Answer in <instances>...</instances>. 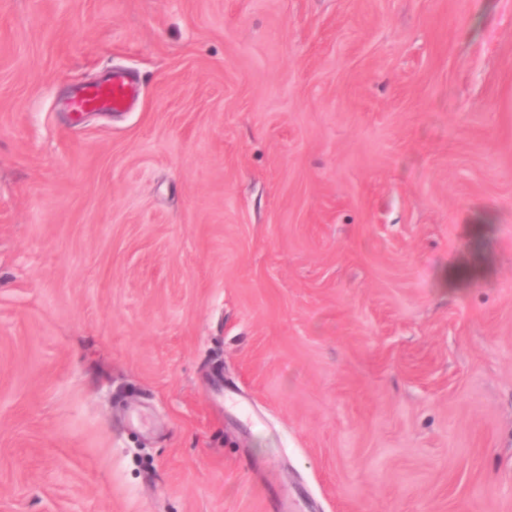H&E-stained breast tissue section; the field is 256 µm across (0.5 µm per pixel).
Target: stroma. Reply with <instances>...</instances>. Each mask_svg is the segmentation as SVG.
<instances>
[{
    "label": "stroma",
    "instance_id": "obj_1",
    "mask_svg": "<svg viewBox=\"0 0 512 512\" xmlns=\"http://www.w3.org/2000/svg\"><path fill=\"white\" fill-rule=\"evenodd\" d=\"M276 500L512 512V0H0V512ZM136 87L124 72H113L96 83L82 88L69 102L75 116L85 112L125 110L136 96Z\"/></svg>",
    "mask_w": 512,
    "mask_h": 512
}]
</instances>
